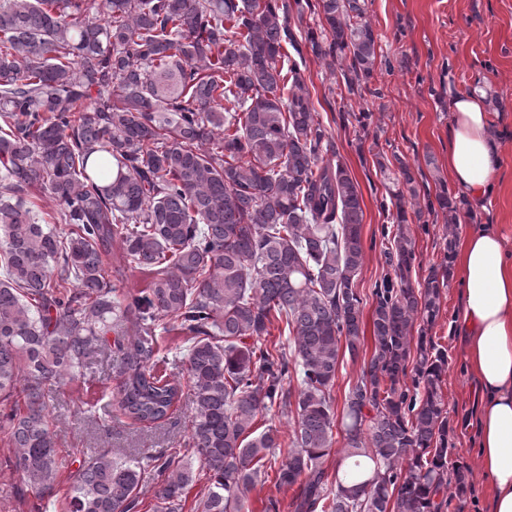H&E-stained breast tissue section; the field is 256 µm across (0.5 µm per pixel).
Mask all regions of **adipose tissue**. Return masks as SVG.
Masks as SVG:
<instances>
[{"label":"adipose tissue","mask_w":512,"mask_h":512,"mask_svg":"<svg viewBox=\"0 0 512 512\" xmlns=\"http://www.w3.org/2000/svg\"><path fill=\"white\" fill-rule=\"evenodd\" d=\"M483 98L453 102L448 174L454 186L482 198L500 165ZM464 304L460 331L481 393L478 456L492 488V512H512V258L492 227L472 228L458 254Z\"/></svg>","instance_id":"obj_1"}]
</instances>
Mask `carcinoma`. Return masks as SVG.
<instances>
[{
    "label": "carcinoma",
    "mask_w": 512,
    "mask_h": 512,
    "mask_svg": "<svg viewBox=\"0 0 512 512\" xmlns=\"http://www.w3.org/2000/svg\"><path fill=\"white\" fill-rule=\"evenodd\" d=\"M366 2L0 0V405L9 463L39 497L60 474L49 389L108 349L122 415L159 423L183 396L157 370L173 330L188 343L194 410L184 453L96 452L73 475L67 512H133L150 466L153 512H182L193 458L207 480L198 512H243L267 461L294 489L293 512H440L448 486L467 492L468 471L448 465V352L427 335L453 241L414 286L403 163L386 187L400 224L385 251L394 278L374 291V354L346 399L336 487L323 467L340 347L354 356L364 341L363 209L349 171L324 162L333 144L288 18L318 9L330 42L311 31V51L347 63L353 94L380 51ZM34 189L57 201L50 218ZM436 201L455 223L448 188ZM114 242L125 267L149 272L143 291L112 283ZM280 324L286 341L265 343ZM273 410L294 416L282 459L277 428L253 430Z\"/></svg>",
    "instance_id": "obj_1"
}]
</instances>
